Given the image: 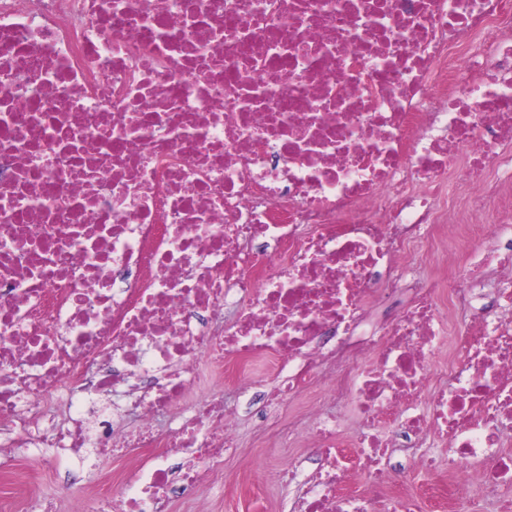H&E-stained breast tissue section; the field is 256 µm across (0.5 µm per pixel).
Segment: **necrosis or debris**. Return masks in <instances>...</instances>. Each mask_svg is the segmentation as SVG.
<instances>
[{
	"instance_id": "obj_1",
	"label": "necrosis or debris",
	"mask_w": 512,
	"mask_h": 512,
	"mask_svg": "<svg viewBox=\"0 0 512 512\" xmlns=\"http://www.w3.org/2000/svg\"><path fill=\"white\" fill-rule=\"evenodd\" d=\"M231 363L310 452L289 512H418L398 456L512 512V0H0V438L164 512L238 445L190 396Z\"/></svg>"
}]
</instances>
